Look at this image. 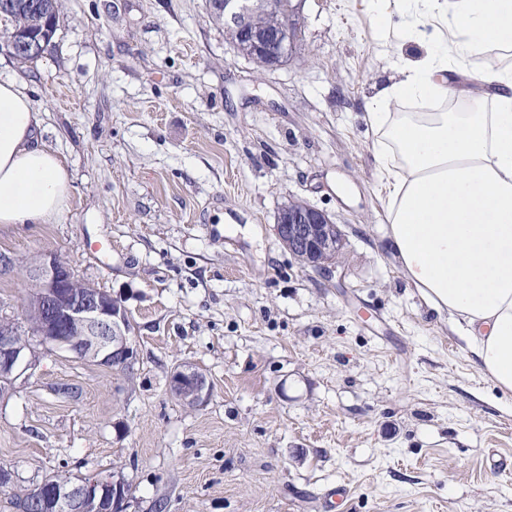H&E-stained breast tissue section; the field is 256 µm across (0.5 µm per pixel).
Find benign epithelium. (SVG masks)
<instances>
[{
    "label": "benign epithelium",
    "mask_w": 512,
    "mask_h": 512,
    "mask_svg": "<svg viewBox=\"0 0 512 512\" xmlns=\"http://www.w3.org/2000/svg\"><path fill=\"white\" fill-rule=\"evenodd\" d=\"M224 4V28L235 30L236 48L243 53L265 55L273 69L287 60L300 27L301 12L282 13L274 31H259L249 24L247 0H217ZM0 48L8 55L40 56L45 45L33 35L0 36ZM275 233L288 250L324 275L335 268L344 233L328 215L310 205L282 209ZM25 270L29 293L25 321L29 332L0 319V393L11 389L23 375L35 370L36 351L27 337H39L48 351H65L81 360L128 370L133 366V336L126 309L112 295L79 279L72 266L55 253H37L26 259L0 252V271ZM171 391L190 407L202 405L210 384L194 369L174 374ZM133 493L117 472L92 478L58 477L28 490L17 512H129Z\"/></svg>",
    "instance_id": "obj_1"
}]
</instances>
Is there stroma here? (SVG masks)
Returning <instances> with one entry per match:
<instances>
[{
  "label": "stroma",
  "instance_id": "stroma-1",
  "mask_svg": "<svg viewBox=\"0 0 512 512\" xmlns=\"http://www.w3.org/2000/svg\"><path fill=\"white\" fill-rule=\"evenodd\" d=\"M376 10L305 0L266 70L208 0H63L42 57L0 54L71 177L58 220L1 227L0 251L68 260L126 307L135 351L129 371L51 352L0 395V512L116 470L133 512H512V397L386 247L363 119L394 74ZM297 200L344 230L338 274L278 241ZM28 291L0 272V317ZM186 366L201 406L170 391ZM171 391L190 407L202 405L210 395V384L204 375L195 369H185L174 374Z\"/></svg>",
  "mask_w": 512,
  "mask_h": 512
}]
</instances>
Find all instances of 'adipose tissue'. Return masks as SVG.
<instances>
[{
	"label": "adipose tissue",
	"instance_id": "obj_1",
	"mask_svg": "<svg viewBox=\"0 0 512 512\" xmlns=\"http://www.w3.org/2000/svg\"><path fill=\"white\" fill-rule=\"evenodd\" d=\"M399 22H392L391 14ZM394 33L395 82L366 105L384 181L388 239L431 308L464 327L480 371L512 395V0H393L377 17ZM420 45L417 58L407 45ZM475 70L481 93L456 88ZM456 97L452 112H396L406 100ZM69 172L42 139V117L0 82V225L50 224L66 209Z\"/></svg>",
	"mask_w": 512,
	"mask_h": 512
}]
</instances>
